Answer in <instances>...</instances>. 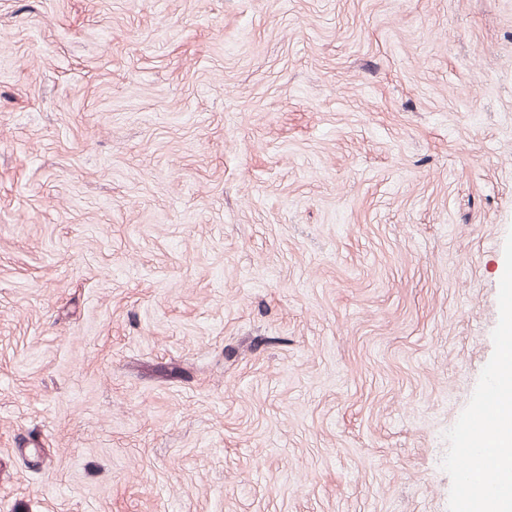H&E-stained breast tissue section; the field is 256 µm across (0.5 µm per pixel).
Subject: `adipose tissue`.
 Returning a JSON list of instances; mask_svg holds the SVG:
<instances>
[{
  "label": "adipose tissue",
  "instance_id": "adipose-tissue-1",
  "mask_svg": "<svg viewBox=\"0 0 512 512\" xmlns=\"http://www.w3.org/2000/svg\"><path fill=\"white\" fill-rule=\"evenodd\" d=\"M504 349L498 363L497 380L503 395L497 410V421L489 434L480 438L469 471L473 495L463 512H512V498L504 488L512 486V323L505 329ZM492 471L497 487L484 482L485 471Z\"/></svg>",
  "mask_w": 512,
  "mask_h": 512
}]
</instances>
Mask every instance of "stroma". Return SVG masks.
<instances>
[{
    "mask_svg": "<svg viewBox=\"0 0 512 512\" xmlns=\"http://www.w3.org/2000/svg\"><path fill=\"white\" fill-rule=\"evenodd\" d=\"M511 265L512 0H0V512H461Z\"/></svg>",
    "mask_w": 512,
    "mask_h": 512,
    "instance_id": "1",
    "label": "stroma"
}]
</instances>
